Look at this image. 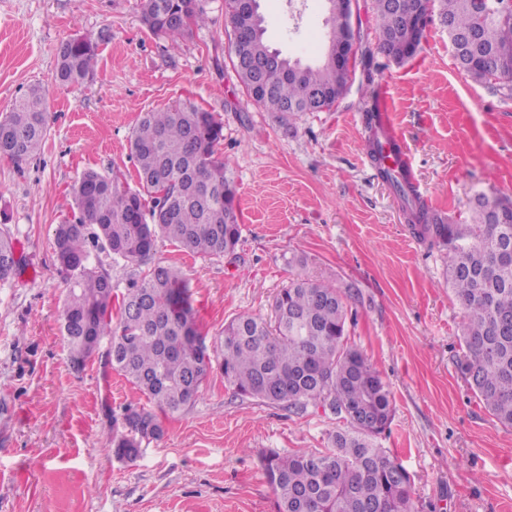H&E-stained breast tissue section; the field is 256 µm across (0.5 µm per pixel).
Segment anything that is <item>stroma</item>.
I'll list each match as a JSON object with an SVG mask.
<instances>
[{
  "mask_svg": "<svg viewBox=\"0 0 512 512\" xmlns=\"http://www.w3.org/2000/svg\"><path fill=\"white\" fill-rule=\"evenodd\" d=\"M285 0H260L269 44L310 59L325 14L313 5L289 38ZM179 47L148 31L140 0H0V116L41 85L51 119L39 155L0 158V214L22 266L0 284V512H275L263 454L324 450L335 417L297 415L233 394L213 371L196 403L165 421L139 457L117 460L112 418L146 397L98 350L81 371L62 333L66 276L55 228L88 168L136 187L129 138L140 115L189 101L224 125L217 151L237 187L240 242L224 257L171 241L153 260L179 268L209 347L241 314L271 319L273 299L303 274L348 294L354 343L389 385L393 415L376 443L409 474L413 512H512V428L484 408L464 374L460 307L446 286L448 253L418 240L369 158L365 114L383 99L410 152L430 211L466 224L478 198H512V97L461 73L448 35L426 28L422 50L397 64L378 51L373 0H356V73L335 109L280 126L231 61L224 0ZM91 81H55L60 44L97 36ZM306 256L299 267L293 259Z\"/></svg>",
  "mask_w": 512,
  "mask_h": 512,
  "instance_id": "stroma-1",
  "label": "stroma"
}]
</instances>
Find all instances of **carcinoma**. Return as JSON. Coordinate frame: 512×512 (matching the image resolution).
Instances as JSON below:
<instances>
[{
	"instance_id": "cac0c4a2",
	"label": "carcinoma",
	"mask_w": 512,
	"mask_h": 512,
	"mask_svg": "<svg viewBox=\"0 0 512 512\" xmlns=\"http://www.w3.org/2000/svg\"><path fill=\"white\" fill-rule=\"evenodd\" d=\"M326 28L315 62L291 59L266 41L259 0L247 12L225 0L232 27L233 65L251 98L282 126L304 112H329L349 91L355 65L339 60L352 38L341 0H323ZM379 50L397 64L420 50L418 26L438 18L458 46V69L512 97V0H373ZM206 20L203 0H141V22L178 47L191 26ZM81 37L58 53L55 81L84 84L94 74L99 42ZM281 69L260 68L268 55ZM46 93L31 85L0 118V156L22 162L41 152L48 132ZM223 125L211 112L187 102L144 113L129 147L139 188L132 190L95 170L72 187L77 214L55 229V255L69 276L63 309L68 360L82 369L94 348L107 341V363L151 404L112 418L116 458L136 459L142 443L160 438L162 419L193 406L212 370L205 337L195 320L183 275L157 263L145 271L157 239L184 251L224 256L240 239L236 186L216 149ZM378 176L402 200L419 240L448 250L447 285L464 317V373L488 412L512 428V201L483 200L471 222L449 224L409 191L405 176L382 166V149L371 142ZM107 250L131 266L122 296L108 273L91 261V248ZM9 230L0 229V283L13 278L20 260ZM274 324L242 314L224 328L215 352L224 383L237 396L284 405L298 414L329 409L341 423L324 451L268 453L263 470L275 512H412L411 479L397 471L387 451L371 444L392 416L389 385L363 353L348 342L346 295L336 284L298 276L276 295ZM122 431H117V425ZM317 459L313 467L307 457Z\"/></svg>"
}]
</instances>
